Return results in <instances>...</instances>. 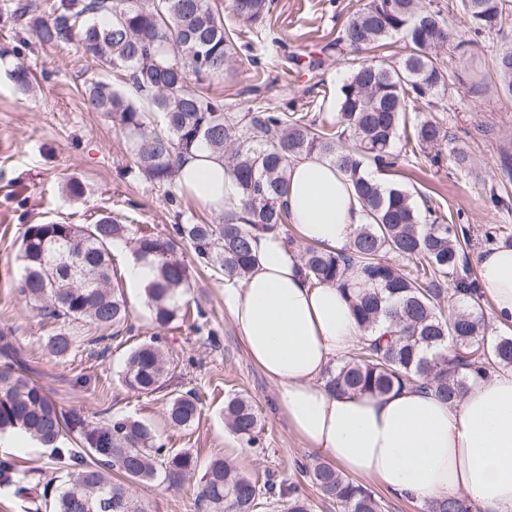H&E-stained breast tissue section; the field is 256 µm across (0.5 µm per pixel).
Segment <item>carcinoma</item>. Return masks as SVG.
I'll list each match as a JSON object with an SVG mask.
<instances>
[{"label": "carcinoma", "instance_id": "1", "mask_svg": "<svg viewBox=\"0 0 512 512\" xmlns=\"http://www.w3.org/2000/svg\"><path fill=\"white\" fill-rule=\"evenodd\" d=\"M476 36L504 31L512 0H461ZM237 26H224L212 0H41L17 4L13 14L30 15L34 44L53 49L77 44L91 64L80 69L85 105L112 121L123 135L138 173L159 186L176 183L175 159L205 149L225 157L237 181L247 222L228 214L221 224H174L163 238L141 226L102 215L90 224L29 225L17 260L13 288L38 314L58 324L44 344L47 355L66 360L84 340L73 325L85 323L118 336L128 312L112 266V249L132 244V254L152 265L146 305L159 333L129 353L122 373L131 390L152 395L168 374L169 330L188 319L201 330L204 312L181 304L191 272L177 257L178 244L191 245L196 264L244 279L256 262V234L282 232L290 215L283 185L290 163L325 158L344 172L366 210L345 253L308 245L301 259L308 277L340 288L364 337L348 360L326 372L325 387L336 394L386 396L418 385L447 403L460 400L471 377L512 367V336L486 333L478 279L462 260L470 231L455 224H422L412 198L364 173L371 161L398 165L393 142L405 122L411 98L435 104L443 99L448 71L440 53L463 58L473 39H459L443 10L425 0H369L354 11L341 34L325 46L354 50L381 47L400 34L406 53L399 64L374 59L355 63L340 87L337 122L298 112H226L211 96L215 79L236 70L242 28L264 23L269 0H231ZM493 62L504 94L512 96V33ZM446 134L429 120L413 126L407 140L425 148ZM448 279L449 287L440 281ZM452 304L445 310V303ZM384 332L375 337L379 329ZM0 434L16 433L51 449L53 464L70 466L58 487L52 512H145L130 484L161 480L180 487L201 472L200 512H256L278 495L272 475L264 480L238 471L222 457L200 466L189 452L170 453L157 431L128 416L93 423L66 413L28 375L16 337L0 333ZM171 428L200 423L199 398L187 390L166 397ZM224 420L237 436L258 441L261 420L253 405L234 396L224 403ZM302 473L323 498L342 512H382L372 491L330 464ZM0 486L40 510L38 484L0 459ZM429 512H472L462 498L428 504Z\"/></svg>", "mask_w": 512, "mask_h": 512}]
</instances>
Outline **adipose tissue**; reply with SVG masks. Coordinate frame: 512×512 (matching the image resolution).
I'll list each match as a JSON object with an SVG mask.
<instances>
[{
    "label": "adipose tissue",
    "instance_id": "1",
    "mask_svg": "<svg viewBox=\"0 0 512 512\" xmlns=\"http://www.w3.org/2000/svg\"><path fill=\"white\" fill-rule=\"evenodd\" d=\"M177 166V184L191 196L244 216L223 157L195 151ZM283 200L301 241L331 252H346L366 222L348 176L317 156L289 166ZM478 264L493 323L512 331V248L483 251ZM224 303L311 453L422 504L466 495L481 512H512V369L471 380L452 405L416 386L386 396L330 393L323 378L361 331L346 296L313 283L279 234L260 235L253 269L225 289Z\"/></svg>",
    "mask_w": 512,
    "mask_h": 512
}]
</instances>
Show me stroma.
Wrapping results in <instances>:
<instances>
[{
	"label": "stroma",
	"mask_w": 512,
	"mask_h": 512,
	"mask_svg": "<svg viewBox=\"0 0 512 512\" xmlns=\"http://www.w3.org/2000/svg\"><path fill=\"white\" fill-rule=\"evenodd\" d=\"M16 2L0 0V60L5 63L0 69V332L16 336L36 379L64 411L90 421L108 415L132 417L150 424L169 451H188L203 462L220 456L249 475L273 474L278 483L295 486L312 500L313 512H341L302 476L301 467H313L318 459L288 429L276 410L273 385L247 355L224 305L223 277L195 269L190 245L177 250L193 268L185 299L206 312L216 340L208 342L189 324L174 323L169 331L170 371L162 392L140 395L122 381L130 350L154 331L131 289L123 291L131 329L107 340L106 351L84 346L65 362L45 353L44 341L54 325L12 286L20 272L18 242L28 225L88 224L104 211L165 237L171 225L216 224L220 216L179 187L166 190L140 177L111 121L84 104L80 53L72 45L47 52L35 47L25 18L11 15ZM355 8L356 0H272L264 24L244 36L249 47L240 53L236 77L213 81V97L228 112L274 109L335 116L351 56L332 55L317 69L309 67L308 59L336 39ZM20 63L36 79L34 92H20L9 76L11 66ZM408 113L413 119L439 122L446 140L437 149L420 150L397 137L393 149L401 155L399 167L377 169L376 175L384 184L407 190L418 211L437 205L454 223L470 226L466 257L475 260L491 247L486 229L512 235V170L501 166L504 155L512 156V97L462 79L449 85L435 107L415 101ZM457 148L467 152V165L456 164ZM435 153L441 156L436 165L430 161ZM71 179L83 183L81 199L66 194L64 186ZM173 390L200 396L199 426H167L165 395ZM234 395L249 398L260 414L257 444L247 443L224 424V399ZM3 456L15 457L31 480L45 482L52 476L49 451L38 444L2 436ZM197 486L192 480L173 491L153 481L134 486L133 493L147 512H198Z\"/></svg>",
	"instance_id": "obj_1"
}]
</instances>
